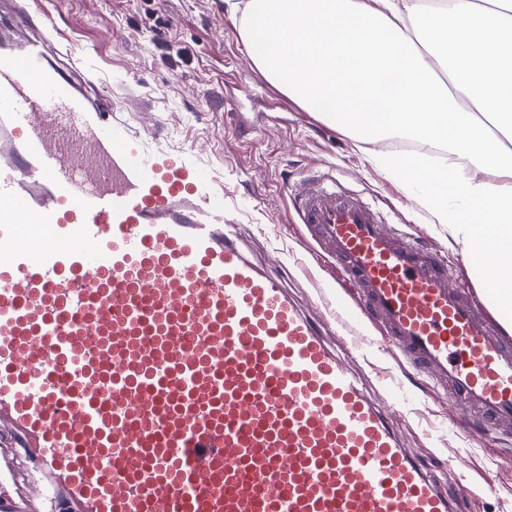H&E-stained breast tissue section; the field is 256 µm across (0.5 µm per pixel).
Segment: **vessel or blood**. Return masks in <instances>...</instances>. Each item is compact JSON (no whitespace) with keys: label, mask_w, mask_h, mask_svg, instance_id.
Segmentation results:
<instances>
[{"label":"vessel or blood","mask_w":512,"mask_h":512,"mask_svg":"<svg viewBox=\"0 0 512 512\" xmlns=\"http://www.w3.org/2000/svg\"><path fill=\"white\" fill-rule=\"evenodd\" d=\"M0 437L75 512H457L322 325L112 125L39 0H1ZM300 223L413 374L512 431V340L475 291L317 177Z\"/></svg>","instance_id":"obj_1"}]
</instances>
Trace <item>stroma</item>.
<instances>
[{"mask_svg": "<svg viewBox=\"0 0 512 512\" xmlns=\"http://www.w3.org/2000/svg\"><path fill=\"white\" fill-rule=\"evenodd\" d=\"M63 42L112 95V122L153 148L206 168L224 184V217L241 226L248 255L306 300L332 274L290 197L308 175L327 173L388 221L439 250L453 283L473 282L462 248L404 188L370 163L358 141L304 108L255 65L239 25L219 0H43ZM336 332L370 393L395 402L406 447L468 512H512V435L468 424L424 377L410 376L370 322ZM18 512H58L25 458L9 470Z\"/></svg>", "mask_w": 512, "mask_h": 512, "instance_id": "1", "label": "stroma"}]
</instances>
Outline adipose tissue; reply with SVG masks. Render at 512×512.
Masks as SVG:
<instances>
[{
	"label": "adipose tissue",
	"mask_w": 512,
	"mask_h": 512,
	"mask_svg": "<svg viewBox=\"0 0 512 512\" xmlns=\"http://www.w3.org/2000/svg\"><path fill=\"white\" fill-rule=\"evenodd\" d=\"M240 33L274 83L359 142L447 149L445 167L371 160L421 185L512 331V0H246Z\"/></svg>",
	"instance_id": "ef3b65f1"
}]
</instances>
